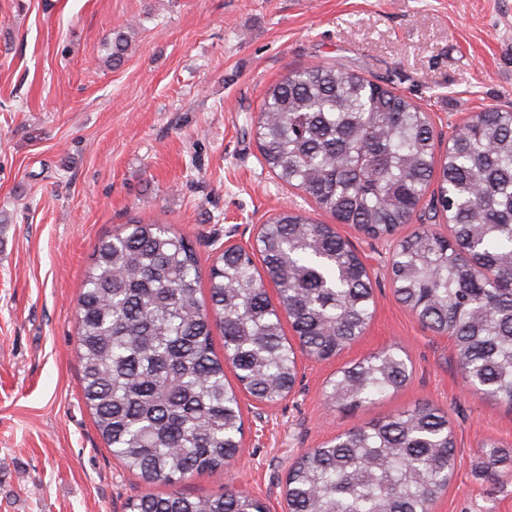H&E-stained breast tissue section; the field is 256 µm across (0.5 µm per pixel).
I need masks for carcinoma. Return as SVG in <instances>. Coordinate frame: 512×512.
Returning <instances> with one entry per match:
<instances>
[{
	"mask_svg": "<svg viewBox=\"0 0 512 512\" xmlns=\"http://www.w3.org/2000/svg\"><path fill=\"white\" fill-rule=\"evenodd\" d=\"M128 48L125 32L111 37L108 67L120 66ZM255 136L279 180L368 238L394 237L430 196L449 234L424 227L398 241L388 268L394 293L425 327L452 339L475 393L512 407V109L478 113L438 160L428 112L331 64L269 87ZM271 224L256 252L228 249L213 259L206 306L192 244L157 221L131 219L99 244L85 271L77 309L85 403L114 456L145 482L171 487L133 500L130 512H263L232 487L194 499L178 490L240 452L243 420L224 367L240 388L273 403L297 375L281 314L316 361L336 357L371 319L370 278L347 240L300 211L285 209ZM410 375L402 351L385 349L338 371L326 398L361 407ZM511 458V447L486 443V476L498 480ZM454 465L448 414L420 403L305 452L289 471L287 512H432Z\"/></svg>",
	"mask_w": 512,
	"mask_h": 512,
	"instance_id": "1",
	"label": "carcinoma"
}]
</instances>
